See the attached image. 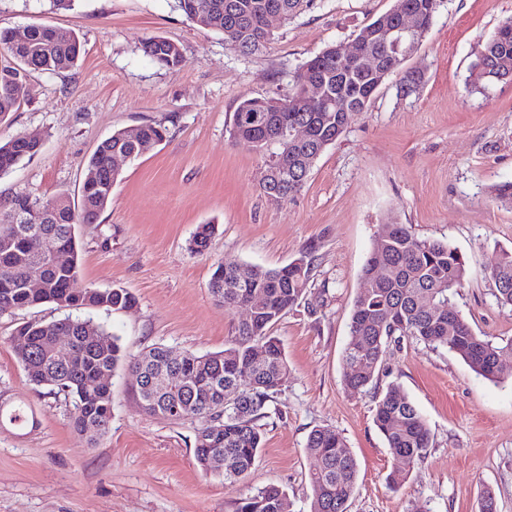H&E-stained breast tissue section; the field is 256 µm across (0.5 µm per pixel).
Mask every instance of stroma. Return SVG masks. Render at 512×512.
<instances>
[{"label": "stroma", "mask_w": 512, "mask_h": 512, "mask_svg": "<svg viewBox=\"0 0 512 512\" xmlns=\"http://www.w3.org/2000/svg\"><path fill=\"white\" fill-rule=\"evenodd\" d=\"M396 0H322L290 21L271 20L273 40L243 56L221 33L198 26L175 0H75L56 11L49 0H0V29L40 23L77 34L76 67L30 73L20 105L0 118V141L41 138L40 152L0 175V205L29 195L79 201L86 163L114 131L160 121L166 139L121 161L112 199L96 223L76 228L79 278L122 288L136 307L98 321L128 355L153 346L176 354L217 352L242 308L217 304L210 291L218 264L281 267L315 246V280L300 306L273 329L291 377L262 420L263 448L243 484L204 473L194 459L191 422L145 414L126 368L112 379V419L97 447L69 422L70 399L32 385L11 336L25 322L64 317L45 303L0 313V402L24 403L34 421L0 426V512H232L243 488L269 484L288 493L291 512H308L309 432L341 434L358 464L349 512H479L491 492L498 512H512V356L493 383L454 354L403 338L392 346L375 387L348 390L341 360L353 301L372 243L386 224L448 242L467 262L456 297L472 330L512 339V312L502 309L490 278L512 252V205L494 195L512 181V83L468 93V67L512 0H444L406 67L422 83L399 96L388 80L367 111L355 113L320 156L292 200L273 204L259 191L260 155L233 143L229 122L246 97H287L293 76L327 44H348ZM162 36L183 62L162 68L142 43ZM214 227L207 252L190 251L199 225ZM401 386L425 416L427 460L397 487L400 467L373 421L374 392Z\"/></svg>", "instance_id": "1"}]
</instances>
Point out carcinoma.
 <instances>
[{
	"label": "carcinoma",
	"instance_id": "obj_1",
	"mask_svg": "<svg viewBox=\"0 0 512 512\" xmlns=\"http://www.w3.org/2000/svg\"><path fill=\"white\" fill-rule=\"evenodd\" d=\"M417 12L428 32L441 0H403ZM178 8L193 23L224 35L227 47L241 55H252L267 48L273 35L265 30L264 19L277 12L288 21L320 5L321 0H177ZM394 11L385 12L364 26L361 53L382 67H390L391 45L374 35L378 24H393ZM27 40L19 43L13 32L0 30V116L13 112L19 104L16 86L32 71L54 73L73 67L84 47L74 35L56 29L29 26ZM143 53L161 67L181 64L179 47L159 36L146 39ZM305 68L326 79V92L351 100L350 112H323L316 106L301 110L294 105L303 93L301 74L294 77L292 93L284 105H271L269 97L241 100L230 129L234 142L256 150L270 170L267 184L260 187L273 203L290 200L304 187L319 156L334 144L349 125L352 113L364 112L378 92L376 77L356 61L336 55L330 44L309 60ZM512 75V17L502 21L469 67L466 87L470 93H486ZM260 108L267 109L260 125L241 120V116ZM308 129L307 139L290 144L284 132L295 126ZM167 128L148 122L132 130H119L104 140L89 159L80 188V207L64 204L66 194L39 202L17 195L0 209V219L26 203L28 224H1L0 235L11 238V245L0 247V312L23 310L44 303L80 313L122 311L137 305V298L122 288L101 290L84 285L78 276V224L97 223L111 200L112 185L118 175L111 160L116 154L135 159L160 144ZM38 142L20 136L0 142V174H6L24 158L34 155ZM38 233L63 245L65 259L47 265L32 259L25 239ZM387 238L373 242L362 267L365 287L357 294L350 318V340L342 358L345 386L363 390L378 377L390 343L411 337L436 349L458 356L471 371L491 381L501 379L497 359L512 354V339L494 343L476 334L451 300L466 279L463 255L448 243L422 239L405 224L386 225ZM213 227L199 226L190 242L191 250H207ZM316 247L299 254L302 263L290 262L268 269L258 265H217L211 279V293L229 308L247 306L256 295L261 304L251 308L250 316L234 325L224 350L215 353H187L172 364L169 351L155 346L127 358L120 337L111 334L90 316L68 315L48 323H23L16 332L27 337L15 355L29 381L49 385L54 393L72 398L70 422L86 436L90 445L109 430L112 417V378L125 362L129 363L132 388L145 412L172 422L196 423L194 454L197 464L211 471L218 455L231 456L235 470L222 474L229 484L245 479L263 446L258 421L267 417L269 402L288 382L290 368L280 339L272 328L288 311L300 305L312 286ZM388 269L378 278V267ZM39 273L43 287L30 288L28 281ZM496 298L512 311V253H504L491 270ZM447 302L442 313L429 307V300ZM69 339L64 350L56 349L58 338ZM265 352L261 364L253 362L257 348ZM182 372V385L169 388L163 378L171 366ZM25 425L28 413L21 407L0 404V425ZM374 422L391 454L408 466L423 463L431 447V434L424 416L402 388L394 383L377 393ZM306 453L316 468L310 473L309 512H348L357 478V462L346 448L343 437L328 427L313 429L307 438ZM234 512H290L288 494L274 484L242 494Z\"/></svg>",
	"mask_w": 512,
	"mask_h": 512
}]
</instances>
